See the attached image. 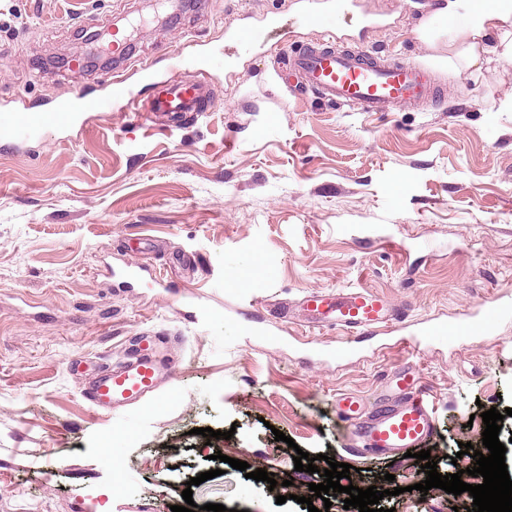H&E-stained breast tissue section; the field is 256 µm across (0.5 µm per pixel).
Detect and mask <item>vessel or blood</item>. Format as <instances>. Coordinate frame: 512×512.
Returning <instances> with one entry per match:
<instances>
[{"mask_svg": "<svg viewBox=\"0 0 512 512\" xmlns=\"http://www.w3.org/2000/svg\"><path fill=\"white\" fill-rule=\"evenodd\" d=\"M356 0H308L303 21L308 28L332 32L339 18L353 17ZM359 37L352 46L336 41L309 42L283 52L287 71L295 73L305 89L339 105L356 106L367 112L419 103L439 97L440 89L420 65L408 60L381 61L365 36L382 27L383 21L359 17ZM212 96L205 71L164 82L145 101L138 100L121 77L112 79V98L126 109L185 117L203 111ZM77 120L75 113L56 109L46 112H13L0 118V126L15 134L44 129L63 130ZM301 322L309 328L331 326L350 337L373 335L400 321L402 311L393 301L358 287L305 295L299 305ZM163 375V366L153 355L134 356L116 366L101 368L87 382L83 395L92 406L112 410L133 404L153 393ZM397 402L377 415H366L360 399L341 393L336 397L338 413L352 435L363 446L382 455H400L422 446L434 430V402L416 368L395 370L388 383Z\"/></svg>", "mask_w": 512, "mask_h": 512, "instance_id": "obj_1", "label": "vessel or blood"}]
</instances>
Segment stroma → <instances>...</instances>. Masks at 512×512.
<instances>
[{
    "instance_id": "obj_1",
    "label": "stroma",
    "mask_w": 512,
    "mask_h": 512,
    "mask_svg": "<svg viewBox=\"0 0 512 512\" xmlns=\"http://www.w3.org/2000/svg\"><path fill=\"white\" fill-rule=\"evenodd\" d=\"M361 5L388 17L369 45L421 62L440 103L365 112L290 95L274 57L227 32L274 17L269 44L319 39L301 22L304 0H210L176 26L144 24L125 72L147 98L169 76L166 52L207 63L208 111L184 126L117 104L86 112L82 97H110L111 68L40 62L85 30L140 19V0H0V114L81 115L61 132L0 135V512H171L209 470L192 489L200 506L357 512L341 494L328 506L292 500L331 461L352 465L363 487L393 474L402 492L380 500L385 512H453L459 497L416 490L426 474L414 459L354 452L336 413L340 392L369 414L391 401L386 381L406 358L434 396L438 472L457 473L460 444L481 447L479 413L493 408L512 472V320L423 333L512 304V112L498 109L512 98V63L449 69L447 38L421 48L406 0ZM390 231L408 257L380 243ZM359 286L404 304L402 321L353 342L292 329L283 314L308 293ZM147 331L164 338L159 387L92 408L87 377ZM412 333L409 357L378 356ZM206 427L232 437L207 440ZM300 450L316 473L295 470ZM220 453L273 473L276 487L222 468Z\"/></svg>"
}]
</instances>
